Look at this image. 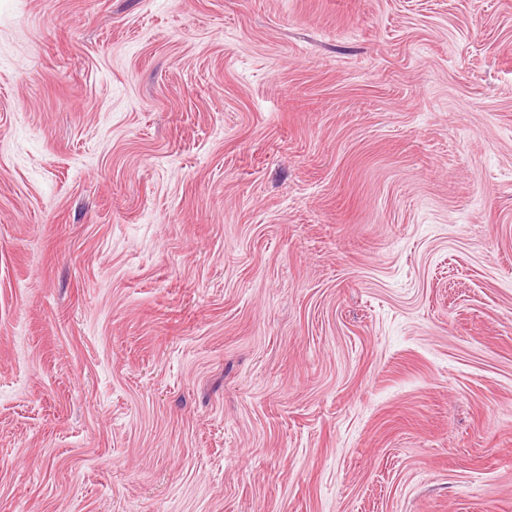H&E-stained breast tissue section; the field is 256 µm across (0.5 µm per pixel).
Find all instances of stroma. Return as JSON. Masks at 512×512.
Returning a JSON list of instances; mask_svg holds the SVG:
<instances>
[{
  "mask_svg": "<svg viewBox=\"0 0 512 512\" xmlns=\"http://www.w3.org/2000/svg\"><path fill=\"white\" fill-rule=\"evenodd\" d=\"M0 512H512V0H0Z\"/></svg>",
  "mask_w": 512,
  "mask_h": 512,
  "instance_id": "1",
  "label": "stroma"
}]
</instances>
